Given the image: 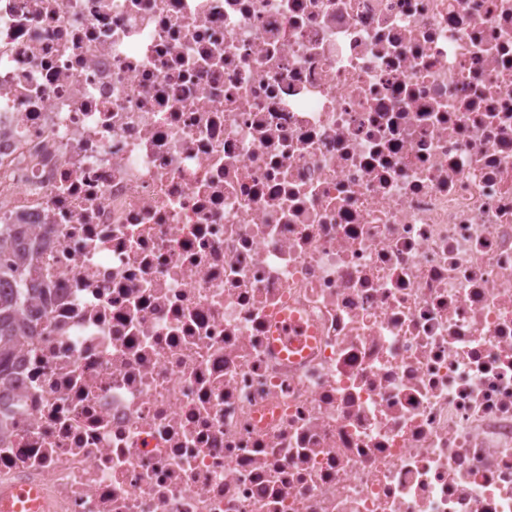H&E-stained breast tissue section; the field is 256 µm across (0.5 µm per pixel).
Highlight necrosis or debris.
<instances>
[{"label": "necrosis or debris", "mask_w": 512, "mask_h": 512, "mask_svg": "<svg viewBox=\"0 0 512 512\" xmlns=\"http://www.w3.org/2000/svg\"><path fill=\"white\" fill-rule=\"evenodd\" d=\"M0 224V491L512 512V0H0ZM35 273L33 254L23 249L13 252L12 256L1 253L0 256V280L12 278L19 282H25ZM19 292L2 294L0 292V375L7 377L15 348V336L24 331V323L17 319L20 305L23 303L27 288H18Z\"/></svg>", "instance_id": "obj_1"}]
</instances>
